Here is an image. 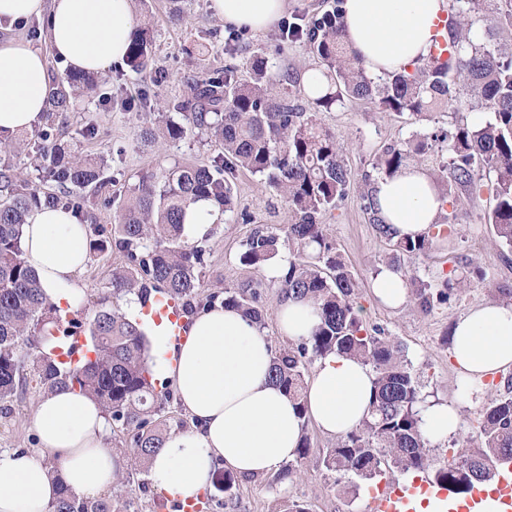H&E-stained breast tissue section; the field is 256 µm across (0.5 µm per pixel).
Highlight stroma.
<instances>
[{"instance_id":"obj_1","label":"stroma","mask_w":512,"mask_h":512,"mask_svg":"<svg viewBox=\"0 0 512 512\" xmlns=\"http://www.w3.org/2000/svg\"><path fill=\"white\" fill-rule=\"evenodd\" d=\"M210 0H139L136 13L149 15L154 36V66L137 74L127 65L117 64L106 72L105 83L95 93L76 100L68 123L69 132L90 126L91 138L81 139L79 151L103 154L109 159V176L116 181L117 191H125L136 172L156 168L174 159L192 156L210 160L217 149L195 136L172 144L140 146L138 131L153 122V114L122 107L123 98L147 93L156 112L171 111L190 77H205L223 70L228 61L246 65L251 52L264 53L275 71H289L301 77L313 69L301 44L282 42L278 26L256 33L242 30L240 40L244 52L228 57L224 40L230 29L213 16ZM481 113L478 105L462 106L457 112H434L420 127L433 130L453 129L459 118L471 119ZM323 126L338 135L347 147L346 162L354 176L371 171L373 163L388 145L408 139L418 125L408 116L378 110L362 101H348L331 110L320 112ZM236 207L223 223L214 225L207 240L206 264L202 270L201 295L223 292L248 280H261L268 308H276L283 296L278 277L269 268L253 270L240 264L241 245L253 226L264 224L283 232L288 223V207L264 179L247 172L236 179ZM484 201L464 200L455 211V232L434 244L430 257L402 258L401 267L407 278L431 282L449 273L455 263L474 262L485 272L484 279H472L466 289L450 304L421 314L413 304L390 309L372 296L370 282L386 260L394 253L392 244L380 237L363 208L358 190H350L326 215L330 236L336 241L346 261L357 273L361 288L358 303L368 323L381 326L404 347L408 364L421 385L422 401L440 400L457 408L461 417L459 430L450 437L432 442L437 457L447 456L453 444L476 440L478 421L484 404L504 391L506 375L486 377L480 381L465 379L452 356L447 332L456 319L475 306L498 301V287L512 288V249L499 243L482 220ZM248 213L250 223H242L241 213ZM126 258L118 249L89 255L81 274L85 294L75 309L64 313V320L88 322L102 307L127 308L128 298L115 297L111 279L115 268L124 266ZM38 398L35 391L9 406L0 405V451L37 448V437L30 416ZM305 432L311 441V453L300 473L286 479L263 477L243 480L239 489L236 512H271L276 499H302L312 512H365V484L354 476L336 477L327 471L319 455L334 447L335 438L321 433L314 424Z\"/></svg>"}]
</instances>
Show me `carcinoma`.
Instances as JSON below:
<instances>
[{"label":"carcinoma","mask_w":512,"mask_h":512,"mask_svg":"<svg viewBox=\"0 0 512 512\" xmlns=\"http://www.w3.org/2000/svg\"><path fill=\"white\" fill-rule=\"evenodd\" d=\"M340 0L320 15L301 24L288 23L286 36L303 44L317 60L325 83L310 88V104L329 110L346 100L365 101L383 112L420 118L446 112L466 94L488 117L478 116L449 132H419L387 147L373 164L379 177L392 176L414 156L438 146L448 154L440 169L450 199L461 191L471 197L486 192L493 207L484 215L500 243L512 247V49L494 44L497 30H512V0L486 19L483 41L465 31L466 20L478 0H450L448 4V56L432 54L412 73L374 80L354 54L340 23ZM154 61L152 27L146 23L132 33L126 65L140 73ZM92 75L71 72L50 85L47 127L38 135L34 171L24 177L9 163H0V403L26 391L25 369H30L38 390H78L103 409L112 428L126 433L129 445L148 471L151 458L167 436L165 405L173 400L168 387H157L145 358L142 323L109 308L95 311L87 324L61 323L59 309L47 296L35 272L22 259V227L29 212L41 205L61 206L76 215L88 211L91 195L107 187V160L81 157L74 146L59 138L68 112L78 96L92 89ZM190 95L174 105L176 120L158 113L156 127L139 133L144 143L161 138L180 141L188 134L215 141L218 153L210 162L179 161L142 170L117 206L112 235L94 231L89 251L103 253L114 246L125 253L126 266L112 270V292L132 295L141 305L161 292L193 309L202 288L200 269L206 248L184 238V217L190 206L210 202L220 215L235 209V179L247 171L266 179L288 205L286 240L295 258L281 276L282 290L310 300L320 322L308 338L274 352L271 379L293 399L300 411L307 362L332 353L349 355L374 374L370 415L358 427L336 439L323 459L327 470L352 473L368 483L384 470L429 471L441 487L457 497L492 481L499 469L512 464V390L491 399L482 412L475 448H463L437 459L422 430L417 405L419 381L404 359L401 342L362 317L358 305L359 279L323 224L355 184L345 162V147L336 134L298 104L301 90L287 73H276L266 56L255 53L247 74L233 63L224 75L188 82ZM52 183L46 192L41 183ZM371 190L360 192L370 223L395 251L424 257L447 232L446 217L431 225L427 235L412 241L397 239L380 222L370 202ZM280 234L265 225L252 229L239 255L241 265L260 269L276 258ZM468 276L445 278L432 285L412 283V298L423 313H430L462 291ZM222 300L244 317L265 328L269 318L258 287L247 283L224 288V298L212 293L206 303ZM84 333L90 357L73 367L58 359L57 350L73 336ZM310 450L302 436L296 458L284 468L289 477L303 465ZM48 512H138L133 496L134 473L121 472L117 482L125 494L84 498L61 477ZM214 492L224 494V508H234L238 476L215 473Z\"/></svg>","instance_id":"cac0c4a2"}]
</instances>
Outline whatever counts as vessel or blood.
<instances>
[{
    "label": "vessel or blood",
    "instance_id": "1",
    "mask_svg": "<svg viewBox=\"0 0 512 512\" xmlns=\"http://www.w3.org/2000/svg\"><path fill=\"white\" fill-rule=\"evenodd\" d=\"M143 317L156 324L166 323L168 332L174 339H181L185 333L184 316L164 296H157L155 307L145 308ZM422 497L435 503L439 512H482L483 502L489 499L497 503L499 512H512V478H498L475 489L470 497L463 500L451 498L445 489L418 478L408 484L379 488L372 493L367 509L368 512H416V502Z\"/></svg>",
    "mask_w": 512,
    "mask_h": 512
}]
</instances>
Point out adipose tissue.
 <instances>
[{
	"instance_id": "1",
	"label": "adipose tissue",
	"mask_w": 512,
	"mask_h": 512,
	"mask_svg": "<svg viewBox=\"0 0 512 512\" xmlns=\"http://www.w3.org/2000/svg\"><path fill=\"white\" fill-rule=\"evenodd\" d=\"M288 0H210L225 25L261 32ZM345 34L370 74L409 72L433 48L447 0H341ZM44 19L48 51L23 38L0 42V134L30 132L45 120L49 58L71 71L102 73L124 61L136 25L133 0H0V24ZM373 200L398 238L417 239L438 221L444 200L435 180L416 166L378 179ZM23 259L55 305H75L85 285L79 274L89 252V227L60 207L34 209L24 226ZM280 333L311 336L318 317L310 301L283 296ZM165 352L162 374L192 420L172 431L149 468L154 488L180 498L209 490L217 465L243 477H268L295 459L305 420L326 435H345L368 414L374 375L343 354L322 358L307 383L304 411L270 378L273 344L238 311L222 305L192 315L186 336L170 342L153 330ZM452 355L463 376L512 369V306L485 303L459 317ZM39 444L0 453V512H47L57 480L85 497L111 491L119 469L107 444L109 425L96 401L77 391L38 399L31 416Z\"/></svg>"
}]
</instances>
